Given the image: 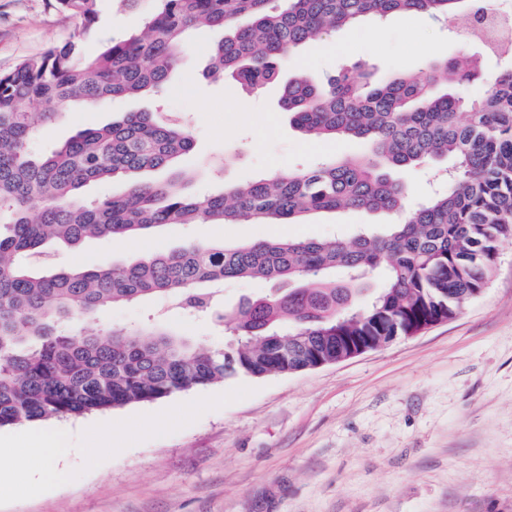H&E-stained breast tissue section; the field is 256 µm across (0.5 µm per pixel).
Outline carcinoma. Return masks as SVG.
Segmentation results:
<instances>
[{
	"label": "carcinoma",
	"instance_id": "obj_1",
	"mask_svg": "<svg viewBox=\"0 0 512 512\" xmlns=\"http://www.w3.org/2000/svg\"><path fill=\"white\" fill-rule=\"evenodd\" d=\"M96 0H57L84 25ZM141 28L83 56L79 38L0 72V428L151 402L239 376L263 378L336 361L454 317L486 286L512 243V56L483 92L477 58L432 60L424 75L372 82L343 68L306 73L281 97L291 123L315 139L366 143L356 159L285 169L199 198L180 174L144 180L193 146L190 129L162 112H128L78 131L48 154L32 140L75 105L161 93L190 47L192 30L224 31L207 76L247 88L279 78L282 64L323 31L364 18L416 13L461 19L473 0H158ZM445 181L406 210V171ZM123 179L121 196L85 188ZM384 213L348 241L274 239L188 244L116 265L51 267L46 257L86 240L134 236L162 224L299 223L325 211ZM231 279L273 285L217 316L224 348L151 325L81 329L117 305L168 297L194 312L214 307Z\"/></svg>",
	"mask_w": 512,
	"mask_h": 512
}]
</instances>
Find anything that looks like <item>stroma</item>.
Wrapping results in <instances>:
<instances>
[{
  "label": "stroma",
  "mask_w": 512,
  "mask_h": 512,
  "mask_svg": "<svg viewBox=\"0 0 512 512\" xmlns=\"http://www.w3.org/2000/svg\"><path fill=\"white\" fill-rule=\"evenodd\" d=\"M154 0H96L86 54L138 28ZM80 21L56 0H0V71L67 41ZM222 37L201 28L166 89L63 114L34 142L45 154L77 131L155 107L184 114L193 150L180 161L204 196L281 168L360 154L354 140H309L281 107L282 82L251 90L205 77ZM481 53L450 26L415 14L364 20L315 37L284 76L339 64L374 78L421 70L439 54ZM385 215L320 212L300 224H174L135 238L91 239L59 251L58 266L125 263L191 243L280 236L352 238ZM103 323L161 325L212 347L213 320L150 298L109 310ZM62 434L58 479L32 433ZM0 470L11 472L0 512H512V244L481 294L456 316L346 361L238 378L78 417L0 428Z\"/></svg>",
  "instance_id": "35a3bbf8"
}]
</instances>
